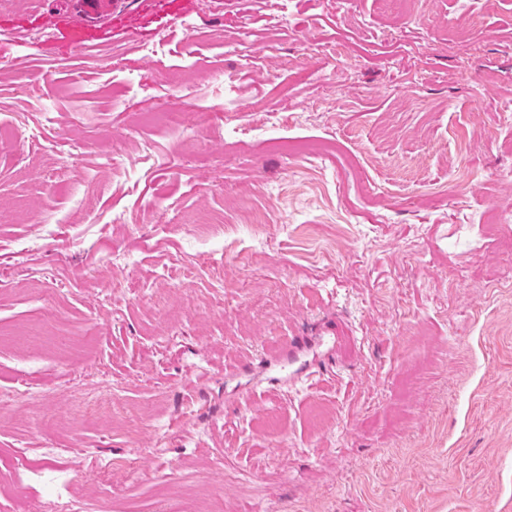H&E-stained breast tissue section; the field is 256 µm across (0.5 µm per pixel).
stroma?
I'll return each instance as SVG.
<instances>
[{
    "label": "stroma",
    "instance_id": "1",
    "mask_svg": "<svg viewBox=\"0 0 512 512\" xmlns=\"http://www.w3.org/2000/svg\"><path fill=\"white\" fill-rule=\"evenodd\" d=\"M87 3L0 0V512H512V0Z\"/></svg>",
    "mask_w": 512,
    "mask_h": 512
}]
</instances>
